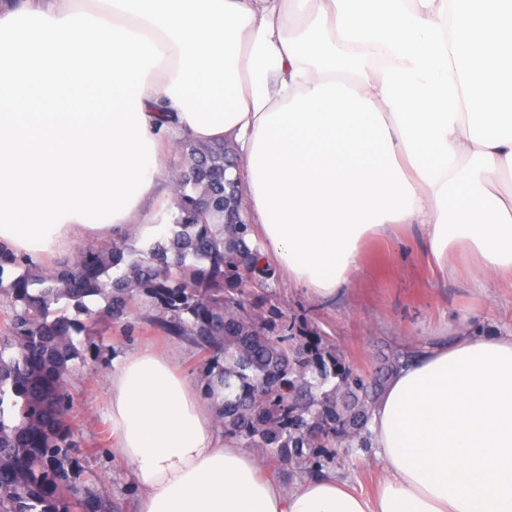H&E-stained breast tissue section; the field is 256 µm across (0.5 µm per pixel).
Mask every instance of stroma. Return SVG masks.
Here are the masks:
<instances>
[{"instance_id": "1", "label": "stroma", "mask_w": 512, "mask_h": 512, "mask_svg": "<svg viewBox=\"0 0 512 512\" xmlns=\"http://www.w3.org/2000/svg\"><path fill=\"white\" fill-rule=\"evenodd\" d=\"M270 292L279 310L307 325L335 349L346 367L359 374L372 370L379 346L400 348L445 332L463 319L492 333L512 332V287L495 282L462 257L455 258L453 272H434L424 241L411 230L394 239H368L350 290L335 300L311 299L280 269ZM154 314L151 303L143 300L133 306L129 325L109 323L102 335L74 338L78 356L70 363L68 380L80 420L81 445L75 452L72 478L80 482L98 476L104 496L120 512H133L139 490L125 463L113 452L111 441L100 435L112 425L109 374L113 362L137 348L175 352L180 356L181 372L194 383L202 381L195 348L153 325ZM311 473L342 477L351 488L367 493L377 476V461L372 449L344 446L333 454L320 453Z\"/></svg>"}]
</instances>
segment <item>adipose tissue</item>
Listing matches in <instances>:
<instances>
[{
    "label": "adipose tissue",
    "mask_w": 512,
    "mask_h": 512,
    "mask_svg": "<svg viewBox=\"0 0 512 512\" xmlns=\"http://www.w3.org/2000/svg\"><path fill=\"white\" fill-rule=\"evenodd\" d=\"M173 140L232 144L317 299L414 226L440 272L463 250L512 281V0H0V250L166 241ZM111 388L135 512H512V333L418 341L370 412V495L261 475L175 356L127 353Z\"/></svg>",
    "instance_id": "adipose-tissue-1"
}]
</instances>
